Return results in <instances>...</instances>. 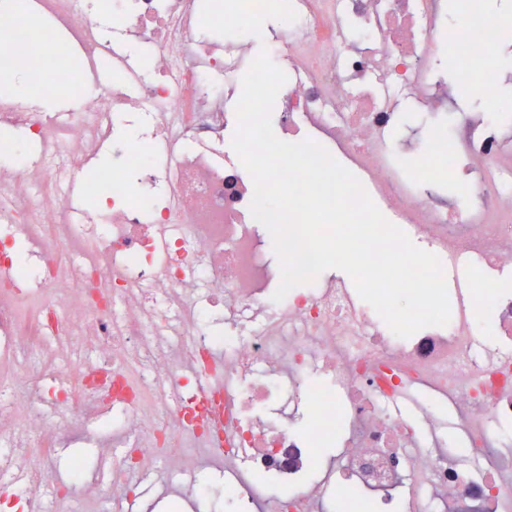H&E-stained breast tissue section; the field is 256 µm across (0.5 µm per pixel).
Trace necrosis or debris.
Returning a JSON list of instances; mask_svg holds the SVG:
<instances>
[{"label":"necrosis or debris","instance_id":"necrosis-or-debris-1","mask_svg":"<svg viewBox=\"0 0 512 512\" xmlns=\"http://www.w3.org/2000/svg\"><path fill=\"white\" fill-rule=\"evenodd\" d=\"M447 0H291L274 50L292 77L283 89L286 133L307 128L363 176L393 223L427 240L464 298L443 327L408 338L379 326L344 288L291 289L268 297L263 251L251 233L254 185L224 160V78L249 58L243 43L204 41L194 0H112V17L146 45L150 75L122 45L104 40L87 0H37L1 9L0 76H36L38 94L68 75L46 45L65 33L82 65L78 84L95 94L49 114L0 98V123L18 129L20 159L0 169V210L25 231L0 229V472L26 468L31 450L50 456L61 429L54 406L83 425L87 408L113 406L134 464L116 460L109 483L88 505L136 495V476H188L196 448L223 451L226 512H322L329 496L373 494L381 512H512V291L497 274L512 268V127L455 113L452 154L466 165L458 201L442 203L421 185L437 179L431 157L399 163L385 134L396 120L388 89L424 111L448 107L432 65L444 39L464 64L461 82H480L495 102L499 67L488 56L495 21L448 28ZM128 61L99 80L100 57ZM152 117V143L119 135L131 113ZM49 145L44 154L35 147ZM112 169L95 185L107 204L89 212L73 183L104 149ZM145 195L127 201L126 178ZM172 227L165 259L157 225ZM229 320L249 318L252 337L219 343L206 306ZM490 314L495 347L477 354L479 314ZM179 341L168 339L170 329ZM221 371L223 390L185 392L186 368ZM420 385L439 393L415 416L394 406ZM184 395L172 399L171 394ZM305 395L308 424L290 428L258 417ZM459 422L454 447L439 436L444 410ZM338 441L335 466L320 481L303 474L315 447ZM22 495L29 512H73L72 488L32 472Z\"/></svg>","mask_w":512,"mask_h":512}]
</instances>
